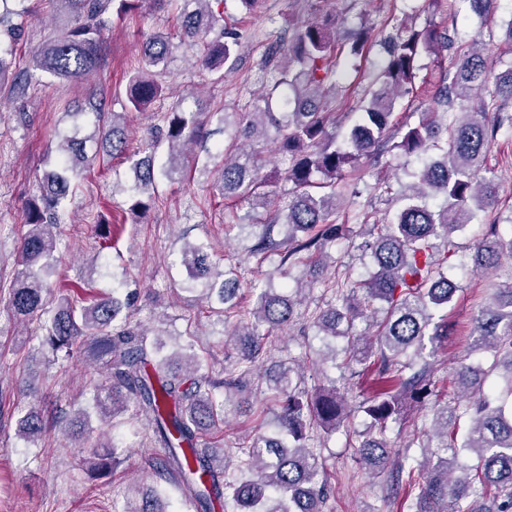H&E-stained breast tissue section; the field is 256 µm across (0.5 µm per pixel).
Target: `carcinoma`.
<instances>
[{
  "instance_id": "obj_1",
  "label": "carcinoma",
  "mask_w": 512,
  "mask_h": 512,
  "mask_svg": "<svg viewBox=\"0 0 512 512\" xmlns=\"http://www.w3.org/2000/svg\"><path fill=\"white\" fill-rule=\"evenodd\" d=\"M56 6L59 34L45 40L31 56L32 69L68 81L83 80L101 67L106 5L116 14L140 9L145 0H50ZM178 31L183 42H203L195 58L202 70L231 71L238 61L240 36L224 32V16L211 4L223 0H177ZM481 18L494 14L498 0H468ZM392 31L383 36L386 57L365 90L360 112H329L317 100L336 90L341 55L362 58L369 32L358 29L337 36L338 21L326 15L307 22L287 40H274L265 50L263 66L275 71L269 92L247 112H200L178 108L161 116L134 153H127L124 112L105 111V98L80 113L89 131L75 126L57 134L55 164L43 171L39 193L26 204V226L17 251V272L6 304L13 315L36 318L41 343L69 357L74 347L89 343L95 365L93 409L107 423L125 412L142 422L165 454L153 464L155 477L177 482L195 512H214V503L233 505L235 512H332V476L319 463L310 441L320 430L330 435L347 418L345 387L321 376L306 386L302 358L279 361L275 375L259 367L271 356L273 331L292 324L305 289L278 288L276 276L288 275L296 264L317 267L328 258L327 248L350 233L336 223V200L344 194L345 169H362L366 160L396 152L423 161L413 173V193L398 199L392 217L373 240L361 244L371 251L374 269L365 280H347L335 291L338 302L313 313L312 324L324 336L345 342L346 365L372 376L371 392L359 409L366 418L358 435L359 461L369 470L391 468L390 490L405 492L407 512H512V285L498 288L474 318V347L493 353V368L502 376L509 401L484 390L487 372L460 363L455 370L469 427L457 442L454 427L458 406L441 402L435 391L432 363L422 356L424 341H448L453 328L448 315L434 321L435 311L448 308L458 286L445 275L449 251L439 253L435 240L448 239L472 222L476 212L498 203V185L484 174L485 160L498 133L512 128L504 107L512 101V66L496 72L494 60L474 40L458 43L448 30L435 25L422 29L392 18ZM142 66L127 81L125 96L132 112L147 110L163 93L157 76L171 53V42L159 32L141 37ZM454 51V71L441 72L432 98L442 111L421 113L418 123L401 124L396 106L414 93L420 59ZM0 50V87L24 93L27 73L13 71ZM279 111H272L273 99ZM218 117L222 129L234 127L229 143L211 160L218 177L214 184L226 200L246 201L251 210L267 207L274 192L266 190L255 148L239 142L272 138L274 152L288 159L279 171L288 184V200L271 220L253 224L255 242L245 257L226 268L212 261L214 247L205 241H183L177 261L186 274L181 289L199 293L208 314L224 324V345L236 357L215 378L203 369L190 347L166 350L165 333L150 334L138 318L133 290L117 296L86 298L57 294L50 278L59 268L57 232L65 201L76 179L89 172L96 155L88 146L112 156L128 155L135 183L123 201L132 223L141 224L155 203L159 183L181 182L192 145L210 136L208 126ZM354 118L343 144H336V127ZM165 164L155 169L158 153ZM493 240L474 248L477 268L488 270L502 256L512 259V237L489 228ZM276 256L278 265L264 273L253 307L244 306L246 263ZM375 327L372 335L356 334L354 322ZM258 394L278 408L275 421L265 410L250 413L249 426L225 448L202 447L204 437L225 422L226 412L250 406ZM432 402L430 427L412 440L420 457L409 465L391 462L389 423L402 417L409 404ZM17 435L27 444L42 436L41 410L32 404L17 421ZM81 462L92 475H103L120 462L121 447L95 443L78 445ZM474 463H463L460 451ZM119 512H172L168 499L151 488L139 500H129Z\"/></svg>"
}]
</instances>
